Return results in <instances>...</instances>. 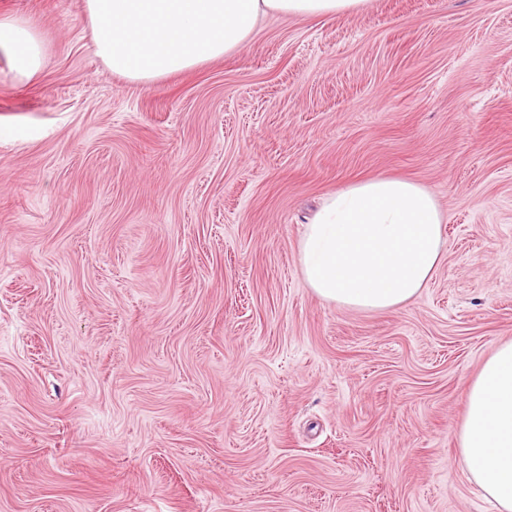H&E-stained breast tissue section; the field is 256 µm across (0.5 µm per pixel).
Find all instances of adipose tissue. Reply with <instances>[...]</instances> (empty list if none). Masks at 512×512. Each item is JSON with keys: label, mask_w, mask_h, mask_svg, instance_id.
<instances>
[{"label": "adipose tissue", "mask_w": 512, "mask_h": 512, "mask_svg": "<svg viewBox=\"0 0 512 512\" xmlns=\"http://www.w3.org/2000/svg\"><path fill=\"white\" fill-rule=\"evenodd\" d=\"M367 0H83L97 56L127 82L151 86L242 48L269 15L357 11ZM0 57L30 81L47 49L34 22L0 14ZM443 214L420 184L378 176L328 195L306 225L298 262L320 300L387 312L414 299L439 267ZM459 453L497 512H512V339L500 342L467 385Z\"/></svg>", "instance_id": "obj_1"}]
</instances>
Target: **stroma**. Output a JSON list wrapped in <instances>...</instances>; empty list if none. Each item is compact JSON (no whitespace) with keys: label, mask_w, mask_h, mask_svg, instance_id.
I'll list each match as a JSON object with an SVG mask.
<instances>
[{"label":"stroma","mask_w":512,"mask_h":512,"mask_svg":"<svg viewBox=\"0 0 512 512\" xmlns=\"http://www.w3.org/2000/svg\"><path fill=\"white\" fill-rule=\"evenodd\" d=\"M0 512H496L464 391L512 338V0L269 16L152 87L95 55L83 0H0ZM385 175L443 215L386 313L317 298L298 243ZM0 56L17 77L30 81L45 68L47 49L34 22L13 14H0Z\"/></svg>","instance_id":"obj_1"}]
</instances>
